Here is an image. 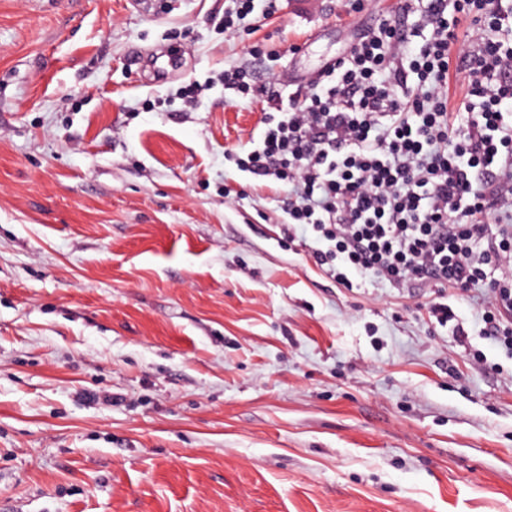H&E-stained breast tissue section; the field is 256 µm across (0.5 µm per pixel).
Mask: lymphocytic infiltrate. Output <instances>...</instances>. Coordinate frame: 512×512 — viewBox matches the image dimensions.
I'll use <instances>...</instances> for the list:
<instances>
[{
  "label": "lymphocytic infiltrate",
  "instance_id": "1",
  "mask_svg": "<svg viewBox=\"0 0 512 512\" xmlns=\"http://www.w3.org/2000/svg\"><path fill=\"white\" fill-rule=\"evenodd\" d=\"M464 21L471 44L455 56ZM453 67L468 87L457 105ZM224 87L265 98L234 163L287 188L284 231L314 237L329 277L485 287L478 335L512 359V0H400L307 91L282 97L246 63ZM427 314L486 363L448 303Z\"/></svg>",
  "mask_w": 512,
  "mask_h": 512
}]
</instances>
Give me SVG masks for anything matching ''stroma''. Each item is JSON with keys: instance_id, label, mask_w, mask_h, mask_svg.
<instances>
[{"instance_id": "obj_1", "label": "stroma", "mask_w": 512, "mask_h": 512, "mask_svg": "<svg viewBox=\"0 0 512 512\" xmlns=\"http://www.w3.org/2000/svg\"><path fill=\"white\" fill-rule=\"evenodd\" d=\"M395 4L0 0V512H512V361L226 158L266 104L225 69L292 93ZM432 299L426 304L429 320L434 323L431 318L435 319L441 327H448V332L455 337V341L459 346L464 347L469 356L477 364H486L487 357L484 352L472 345L470 341L469 331L465 328L464 322L458 318L453 308L446 302L435 301Z\"/></svg>"}]
</instances>
